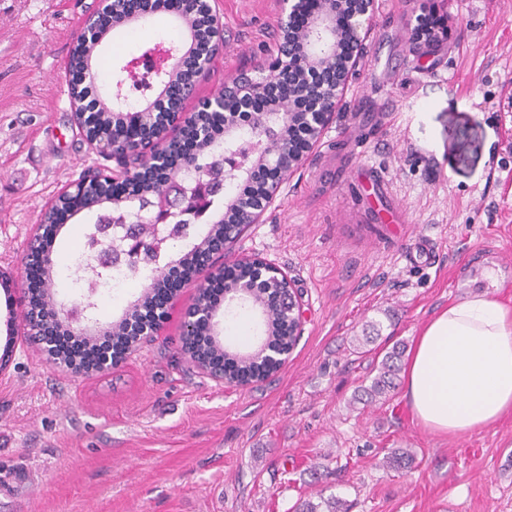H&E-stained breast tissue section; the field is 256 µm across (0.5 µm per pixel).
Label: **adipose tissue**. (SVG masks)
I'll use <instances>...</instances> for the list:
<instances>
[{
  "label": "adipose tissue",
  "mask_w": 512,
  "mask_h": 512,
  "mask_svg": "<svg viewBox=\"0 0 512 512\" xmlns=\"http://www.w3.org/2000/svg\"><path fill=\"white\" fill-rule=\"evenodd\" d=\"M417 421L451 438L512 413V308L491 290L449 303L415 337L403 374Z\"/></svg>",
  "instance_id": "1"
}]
</instances>
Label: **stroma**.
I'll return each mask as SVG.
<instances>
[{
  "label": "stroma",
  "mask_w": 512,
  "mask_h": 512,
  "mask_svg": "<svg viewBox=\"0 0 512 512\" xmlns=\"http://www.w3.org/2000/svg\"><path fill=\"white\" fill-rule=\"evenodd\" d=\"M91 0H0V512H292L336 497L347 512H512V413L472 434L424 429L402 392L356 393L393 345L476 291L473 266L512 256V0H375L366 67L321 141L236 252L287 270L305 319L283 368L228 386L180 357L192 285L137 354L91 378L48 365L23 337L12 297L43 209L95 165L76 123L66 63ZM224 53L184 111L253 69L278 34L279 0H221ZM451 36L414 48L416 17ZM180 29L158 12L113 29L100 84L121 61ZM98 215L54 243L59 267L87 253ZM433 239L416 252L420 236ZM371 352L351 340L370 324ZM395 448L412 468L383 464Z\"/></svg>",
  "instance_id": "stroma-1"
}]
</instances>
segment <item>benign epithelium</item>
<instances>
[{
  "mask_svg": "<svg viewBox=\"0 0 512 512\" xmlns=\"http://www.w3.org/2000/svg\"><path fill=\"white\" fill-rule=\"evenodd\" d=\"M132 0H94V9L84 22L81 34L91 36L97 25L112 26L118 16L128 23H140L150 14L146 3L131 7ZM208 16L209 52L197 57L186 52V42L166 44L159 42L134 56L119 67L110 87L113 104L136 105L130 92L143 88L155 94L157 100L169 98L184 102L191 98L196 83L203 80L213 59L224 50L223 13L219 0H203ZM302 0H281L279 17L280 36L276 47L265 63L253 70L239 73L224 91L205 100L204 110L221 112L224 118V148L213 154L215 141L205 142L196 113H163L158 120L145 107L152 103L141 96L144 110L112 113V125L145 126L149 136L143 139L126 135L112 137V148H106L95 137H86L90 148L98 155L107 156L111 165H103L64 186L60 195L74 202L84 200L89 178L107 180L110 187L127 185L134 180L136 169L164 162L165 149L171 142L180 141L187 128L194 132L198 146L195 152L182 158L168 180L155 188L134 196L111 194L108 204L112 209V223L92 224L87 232L90 248L97 252L96 263L86 258L73 262L79 279L92 275L96 282L107 281L112 270L124 265L131 270L142 267L159 271L155 281L166 280L170 264L159 266V259L173 240L185 241L196 235L199 226L210 221V210L215 198L224 192L226 182H247L258 168L272 170L277 176L265 184L261 198L246 194L224 197V209L232 215V223L224 224V231L212 232L199 247L208 251V272L196 286V296L185 314L180 355L193 368L210 379L228 385H247L249 381L230 379L224 375V362H217L191 347L196 334L211 337L215 347H223L222 311L212 306L207 285L209 280L224 271V254L241 238L250 224H260L273 205L288 175L305 160V153L314 148L325 129L344 104L345 90L365 67L363 41L372 28L374 0H357V5L346 8V0H324L322 7L307 18L305 31L296 42L288 41ZM190 64L195 72V84H176L175 69ZM307 103L299 114L294 103ZM303 117L310 128L304 149L298 151L288 138V126L296 117ZM237 267H247L257 280L268 281V289H277L280 297L290 303V314L296 326L304 319L302 300L293 289V281L282 267L256 255H239ZM23 269L38 270L44 278H51L54 267L53 252L43 244L41 226H36L22 255ZM255 284L247 279H236L224 288V304L249 305L259 316L265 306L253 301ZM159 289L150 284L145 294L154 299L161 313H168L175 294L168 292L157 298ZM33 294L23 293L16 305L24 309V338L36 346L48 364L79 376L90 377L112 368L110 356L102 352L91 369L75 367L60 358L53 349L51 330L63 327L78 336L95 335L101 327L93 316L95 303L87 296L70 305L59 303L44 289L42 308H35ZM161 321L157 320L138 329L128 354L139 350L144 339L157 335Z\"/></svg>",
  "mask_w": 512,
  "mask_h": 512,
  "instance_id": "benign-epithelium-1",
  "label": "benign epithelium"
}]
</instances>
